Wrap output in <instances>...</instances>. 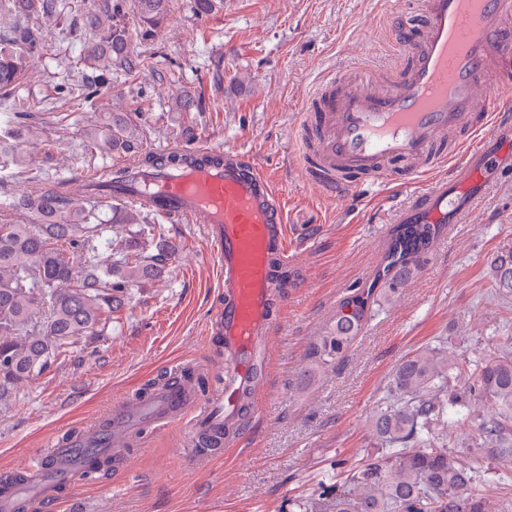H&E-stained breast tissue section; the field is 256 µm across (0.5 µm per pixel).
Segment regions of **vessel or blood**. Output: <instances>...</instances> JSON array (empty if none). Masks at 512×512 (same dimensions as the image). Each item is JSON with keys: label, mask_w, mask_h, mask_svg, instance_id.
Returning a JSON list of instances; mask_svg holds the SVG:
<instances>
[{"label": "vessel or blood", "mask_w": 512, "mask_h": 512, "mask_svg": "<svg viewBox=\"0 0 512 512\" xmlns=\"http://www.w3.org/2000/svg\"><path fill=\"white\" fill-rule=\"evenodd\" d=\"M395 19L407 36L402 49L409 58L398 80L376 90L339 69L301 107L299 125L319 139L312 180L341 198L357 190L360 176L387 189L394 183L389 163L404 160L413 203L398 223H465L484 175L501 163L500 144L512 138V0H407ZM458 128L467 130L473 146L447 159L436 156L437 140ZM199 153L212 164L145 169L122 163L120 196L204 226L223 280V301L212 320L224 344L220 393L203 397L195 369L171 365L133 406L113 405L82 434L49 437L0 477V512L55 501L62 485L91 469L95 458L85 451L87 441L107 430L133 445L142 430L183 423L194 448L222 454L224 429L237 422L242 393L257 388L259 340L281 321L272 294L290 248L285 197L271 177L238 150L204 146Z\"/></svg>", "instance_id": "1"}]
</instances>
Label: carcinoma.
Here are the masks:
<instances>
[{
    "instance_id": "cac0c4a2",
    "label": "carcinoma",
    "mask_w": 512,
    "mask_h": 512,
    "mask_svg": "<svg viewBox=\"0 0 512 512\" xmlns=\"http://www.w3.org/2000/svg\"><path fill=\"white\" fill-rule=\"evenodd\" d=\"M172 0H105L108 21L96 13L85 18L84 60L92 75L81 85L85 100L98 96L109 75L136 74L149 66L134 56L123 19L138 17L139 36L153 39ZM69 0H0V98L20 86L30 59L38 55L42 35L29 25L66 17ZM178 112L202 111L196 95L183 91ZM30 113L14 112L0 133V171L27 163ZM146 126L126 112L84 130L85 151L125 154L147 166L164 161L141 153ZM122 178L111 167L97 169L91 194L78 203L68 183L35 184L4 200L13 211L33 216L29 224H0V392L66 358L84 336H96L118 319L129 290L160 280L174 247L150 214L131 204L114 205L96 196L112 195ZM111 216L101 217L103 207ZM120 236L108 259L100 245L110 232ZM439 224H398L392 230L384 265L366 288L348 290L313 343L316 364L338 359L361 332L373 305L395 302L398 288L417 272L422 256L440 233ZM494 287L512 294V244L488 259ZM458 389L448 390L450 380ZM463 407L473 417L483 451L503 468L512 465V352L502 350L476 367L450 355L445 346L423 348L405 357L391 381L390 401L374 421L378 446L364 464L317 500L296 503L299 512H487L475 492L476 467L444 444L449 411Z\"/></svg>"
}]
</instances>
